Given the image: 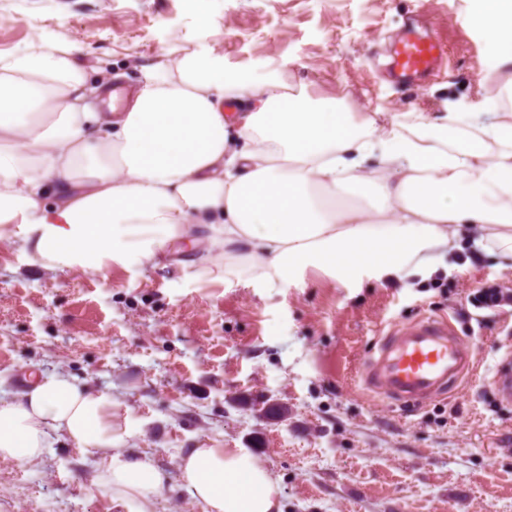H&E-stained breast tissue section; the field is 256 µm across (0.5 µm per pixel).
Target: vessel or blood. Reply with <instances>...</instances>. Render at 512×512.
Returning <instances> with one entry per match:
<instances>
[{
	"label": "vessel or blood",
	"mask_w": 512,
	"mask_h": 512,
	"mask_svg": "<svg viewBox=\"0 0 512 512\" xmlns=\"http://www.w3.org/2000/svg\"><path fill=\"white\" fill-rule=\"evenodd\" d=\"M392 72L411 81L433 75L446 57L440 39L408 38L394 51ZM474 369L473 350L447 319L425 317L393 326L359 369L368 391L412 405L445 396ZM493 383L500 398L512 401V355L496 366Z\"/></svg>",
	"instance_id": "1"
}]
</instances>
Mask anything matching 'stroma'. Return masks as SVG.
Wrapping results in <instances>:
<instances>
[{
  "label": "stroma",
  "mask_w": 512,
  "mask_h": 512,
  "mask_svg": "<svg viewBox=\"0 0 512 512\" xmlns=\"http://www.w3.org/2000/svg\"><path fill=\"white\" fill-rule=\"evenodd\" d=\"M468 0H0V53L32 37L80 44L90 70L138 86L148 66L212 51L228 73L278 70L295 92L343 100L401 122L498 111L505 84ZM437 35L448 59L434 76L391 74L395 44ZM162 268L47 273L16 240L0 241V396L22 375L64 371L126 409L127 455L147 454L168 480L157 512H201L182 489L189 448H245L279 479L283 512H512V403L491 379L512 350V310L473 307L512 269L469 246V266L397 288L347 294L309 275L305 287L199 284L205 253L166 247ZM448 316L476 342L478 381L448 398L404 406L356 373L380 331ZM288 410L268 419L267 405ZM94 454L51 437L32 464L0 459V512H126L90 485Z\"/></svg>",
  "instance_id": "obj_1"
}]
</instances>
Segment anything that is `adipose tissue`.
I'll use <instances>...</instances> for the list:
<instances>
[{
    "label": "adipose tissue",
    "instance_id": "1",
    "mask_svg": "<svg viewBox=\"0 0 512 512\" xmlns=\"http://www.w3.org/2000/svg\"><path fill=\"white\" fill-rule=\"evenodd\" d=\"M512 71V0H472ZM81 49L34 41L0 55V240L28 265L107 274L161 261L165 244L204 231L202 284L290 288L316 272L349 290L457 270L465 240L512 263V113H456L390 126L293 94L277 74L254 83L223 56L157 63L121 109L112 77L89 81ZM251 96L238 119L224 104ZM96 455L95 492L156 512L166 472L129 457L123 405L63 372L0 398V458L39 461L52 435ZM182 488L204 512H282L273 472L244 448H190Z\"/></svg>",
    "mask_w": 512,
    "mask_h": 512
}]
</instances>
